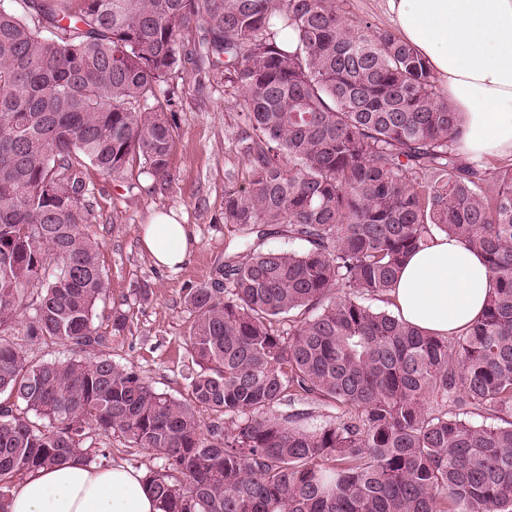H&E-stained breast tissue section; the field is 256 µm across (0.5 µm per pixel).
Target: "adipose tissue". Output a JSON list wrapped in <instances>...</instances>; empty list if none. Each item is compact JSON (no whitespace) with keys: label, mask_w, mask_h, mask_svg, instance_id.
<instances>
[{"label":"adipose tissue","mask_w":512,"mask_h":512,"mask_svg":"<svg viewBox=\"0 0 512 512\" xmlns=\"http://www.w3.org/2000/svg\"><path fill=\"white\" fill-rule=\"evenodd\" d=\"M400 38L439 78L462 119L458 151L468 160L512 158V0H383ZM191 232L159 213L142 229L155 264L174 269L188 254ZM489 276L482 257L457 239L437 237L415 252L392 292L396 311L427 333L449 336L482 311ZM9 512H162L143 476L123 465L79 459L27 476Z\"/></svg>","instance_id":"1"}]
</instances>
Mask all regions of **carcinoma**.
<instances>
[{
    "instance_id": "1",
    "label": "carcinoma",
    "mask_w": 512,
    "mask_h": 512,
    "mask_svg": "<svg viewBox=\"0 0 512 512\" xmlns=\"http://www.w3.org/2000/svg\"><path fill=\"white\" fill-rule=\"evenodd\" d=\"M0 7V512L17 482L119 435L163 461L162 512H512V165L471 162L427 62L336 0H21ZM242 96L238 232L192 288L183 399L103 353L86 171L170 177L185 62ZM277 235L304 244L265 250ZM454 237L491 288L466 330L392 310ZM380 306L374 307L371 302ZM77 356L31 364L13 330ZM291 406L293 410H280ZM224 415L201 431L199 408ZM482 418L477 422L476 418Z\"/></svg>"
}]
</instances>
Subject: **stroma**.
<instances>
[{"instance_id":"stroma-1","label":"stroma","mask_w":512,"mask_h":512,"mask_svg":"<svg viewBox=\"0 0 512 512\" xmlns=\"http://www.w3.org/2000/svg\"><path fill=\"white\" fill-rule=\"evenodd\" d=\"M178 116L170 156V181L155 177L142 161L131 162L122 177L89 169L90 230L101 244L100 265L107 293L95 325L111 332L113 307L129 314L122 336L113 337L108 353L122 365L136 367L161 393L187 395L185 375L191 365L186 340L193 316L185 303L188 289L209 282L223 264L233 239L224 222V191L244 185L247 170L231 149L241 99L233 90L209 83L185 65L173 78ZM160 211L175 212L193 236L187 261L178 269L155 265L141 243V229ZM147 300H140V290ZM94 465L122 464L141 473L160 469L148 451L129 447L118 436L95 437Z\"/></svg>"}]
</instances>
